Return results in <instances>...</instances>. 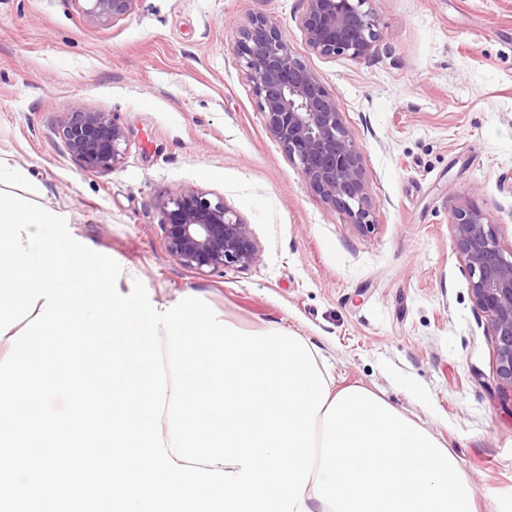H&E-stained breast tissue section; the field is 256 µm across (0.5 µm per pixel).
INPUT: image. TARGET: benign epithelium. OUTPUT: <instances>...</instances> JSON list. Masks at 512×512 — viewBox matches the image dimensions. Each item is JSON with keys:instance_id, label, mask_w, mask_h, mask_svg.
Listing matches in <instances>:
<instances>
[{"instance_id": "7a95c632", "label": "benign epithelium", "mask_w": 512, "mask_h": 512, "mask_svg": "<svg viewBox=\"0 0 512 512\" xmlns=\"http://www.w3.org/2000/svg\"><path fill=\"white\" fill-rule=\"evenodd\" d=\"M87 16L108 23L132 12L137 0H86ZM370 0H306L299 19L309 48L324 58L362 60L381 39ZM233 51L254 81L270 134L300 169L312 190L361 231L373 227L361 152L336 102L297 58L278 23L253 15L237 29ZM57 134L86 171L107 172L123 159L129 134L108 112L81 107L58 122ZM167 253L182 266L208 274L245 270L260 250L250 225L218 198L189 187L163 202ZM455 247L470 278L476 308L494 336L497 374L512 386V255L500 249L493 223L474 206L451 216Z\"/></svg>"}]
</instances>
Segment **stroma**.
Wrapping results in <instances>:
<instances>
[{
    "instance_id": "stroma-1",
    "label": "stroma",
    "mask_w": 512,
    "mask_h": 512,
    "mask_svg": "<svg viewBox=\"0 0 512 512\" xmlns=\"http://www.w3.org/2000/svg\"><path fill=\"white\" fill-rule=\"evenodd\" d=\"M364 60L323 58L305 0H137L98 24L84 0H0V157L29 171L92 250L135 266L155 300L194 292L252 334L295 333L337 387L360 386L445 442L477 512H512V386L453 245L452 212H485L512 252V0H370ZM274 18L361 150L374 229L310 188L266 127L232 50ZM130 135L83 170L56 133L75 107ZM195 187L249 224L260 258L200 275L167 253L164 199Z\"/></svg>"
}]
</instances>
